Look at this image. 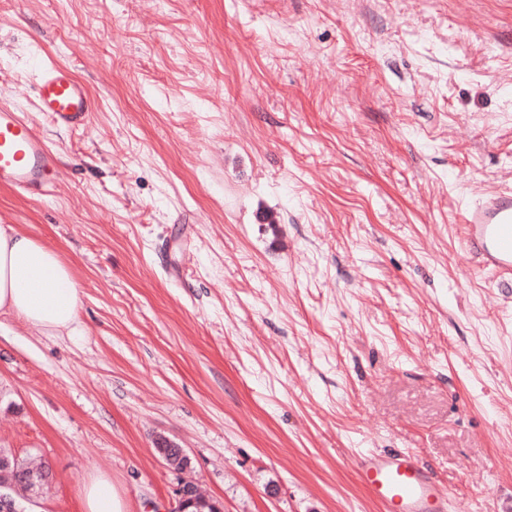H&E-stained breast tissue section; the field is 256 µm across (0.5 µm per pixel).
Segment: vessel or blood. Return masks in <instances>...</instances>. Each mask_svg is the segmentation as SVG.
Segmentation results:
<instances>
[{
    "label": "vessel or blood",
    "instance_id": "vessel-or-blood-1",
    "mask_svg": "<svg viewBox=\"0 0 512 512\" xmlns=\"http://www.w3.org/2000/svg\"><path fill=\"white\" fill-rule=\"evenodd\" d=\"M37 104L54 123L82 126L91 104L86 88L64 66L49 65L37 85ZM55 154L14 106L0 105V184L27 195H44ZM464 245L481 270L512 281V189L473 199L462 209ZM359 481L385 512H446L447 496L407 449L362 455Z\"/></svg>",
    "mask_w": 512,
    "mask_h": 512
}]
</instances>
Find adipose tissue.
<instances>
[{
	"label": "adipose tissue",
	"mask_w": 512,
	"mask_h": 512,
	"mask_svg": "<svg viewBox=\"0 0 512 512\" xmlns=\"http://www.w3.org/2000/svg\"><path fill=\"white\" fill-rule=\"evenodd\" d=\"M70 266L59 252L25 232L0 227V314L47 334L86 335Z\"/></svg>",
	"instance_id": "ef3b65f1"
}]
</instances>
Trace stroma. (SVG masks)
<instances>
[{
  "label": "stroma",
  "mask_w": 512,
  "mask_h": 512,
  "mask_svg": "<svg viewBox=\"0 0 512 512\" xmlns=\"http://www.w3.org/2000/svg\"><path fill=\"white\" fill-rule=\"evenodd\" d=\"M94 110L41 112L43 66ZM0 104L58 164L0 186L57 249L85 336L0 315V448L169 512H381L362 453L407 448L447 512H512V282L459 206L512 188V0H0ZM175 506L169 512H223L221 504L205 495L198 483L183 477L175 491ZM193 507L194 511L188 509Z\"/></svg>",
  "instance_id": "35a3bbf8"
}]
</instances>
